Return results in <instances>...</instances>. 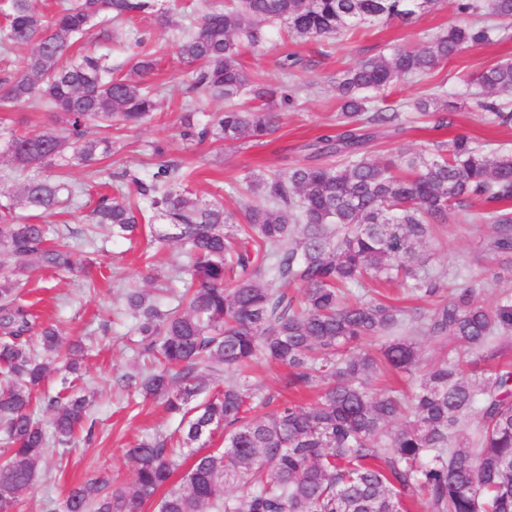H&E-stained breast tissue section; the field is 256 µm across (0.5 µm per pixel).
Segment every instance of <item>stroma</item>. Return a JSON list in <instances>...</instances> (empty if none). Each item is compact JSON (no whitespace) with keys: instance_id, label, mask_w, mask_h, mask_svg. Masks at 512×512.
Instances as JSON below:
<instances>
[{"instance_id":"35a3bbf8","label":"stroma","mask_w":512,"mask_h":512,"mask_svg":"<svg viewBox=\"0 0 512 512\" xmlns=\"http://www.w3.org/2000/svg\"><path fill=\"white\" fill-rule=\"evenodd\" d=\"M483 22V17L477 15L458 14L453 0H440L438 6L410 22L394 20L365 25L355 33L330 39L294 40L288 37L285 25L270 27L265 41L247 49L242 61L249 74L276 84L281 80L278 60L285 54H296L299 63L289 81L298 91L288 110L281 112L278 131L257 141L188 145L177 136L184 104L178 81L186 67L178 57L174 31L156 27L153 18L142 19V26L155 31L149 50L157 66L148 81L162 86L164 92L154 118L141 126L115 132L111 158L98 161L96 167L113 174L127 169L145 170L153 143L165 141L169 144L170 159L192 170L190 188L201 202L220 199L227 211L238 212L253 198L252 193L239 190L245 174L287 171L290 165L306 161L307 143L335 130L340 110L336 83L345 70L366 57L390 54L398 46L419 49L430 36L450 26H479ZM87 53L108 55L119 74H128L130 70V52L120 25H111L106 33H94L80 42L68 60L77 62ZM510 59L512 32L493 44L462 51L430 74L400 80L391 93L392 100L398 102L418 98L434 86H444L453 104V124L437 130L429 118L405 123L398 131L378 136L371 146L372 158L386 160L403 153L427 151L434 142H448L460 134L512 150V126L490 124L488 113L479 104L481 88L471 80L485 67ZM53 126L52 114L26 104L8 112L0 111V135L14 131L38 133ZM493 235V226L479 216L461 223L448 220L431 242L428 263L447 271L449 278L484 285L486 302L495 303L501 292H512V275L503 273L496 282L489 279L492 272L501 271L506 263L504 257L489 248ZM101 237L96 264L90 271L94 290H85L82 278L62 277L47 270L21 277L23 299L32 303L40 320L56 322L66 340L90 343L82 372L96 400L92 408V439L80 442L77 450L66 456L60 455L58 448H50L48 477L39 478L34 490L21 497L13 512H52L71 486L99 472L110 474L114 486H129L133 466L125 455L126 448L142 435L166 434L178 424L162 403L129 395L121 386V377L134 372L137 364L126 338L132 320L116 296V286L121 282L142 284L152 271L161 280L181 285L186 261L184 248L175 243L150 244L143 238L132 243L116 241L106 229Z\"/></svg>"}]
</instances>
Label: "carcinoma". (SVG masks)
I'll return each instance as SVG.
<instances>
[{
  "label": "carcinoma",
  "mask_w": 512,
  "mask_h": 512,
  "mask_svg": "<svg viewBox=\"0 0 512 512\" xmlns=\"http://www.w3.org/2000/svg\"><path fill=\"white\" fill-rule=\"evenodd\" d=\"M436 0H225L178 29L180 58L190 67L188 99H224V111L200 124L192 108L181 116L179 136L189 144L253 141L270 135L279 114L270 102L293 100L287 80L274 85L251 78L241 62L244 47L264 40L262 23L287 25L296 39L333 38L380 21L407 22ZM461 15L486 14L512 23V0H454ZM170 12L156 0H75L47 17L33 0H0V42L30 46L15 73L0 78V108L19 104L52 113L59 131L12 133L1 156L23 175L18 197L0 204V255L12 271H84L74 246L54 236L47 222L32 223L22 208L45 217L75 206L84 188L46 167L69 164L67 149L87 165L112 156V126H140L153 118L160 90L145 83L156 66L147 51L153 30L134 19ZM129 23L133 76L112 75L93 53L67 62L73 44L101 19ZM502 27L454 25L418 50L398 47L347 70L336 82L342 101L336 134L306 145L315 163L283 174L246 176L260 200L241 218L216 201L204 207L189 189V174L167 159L168 143L152 146L156 162L142 176L126 171L136 198L104 193L88 215L80 245L99 251L97 229L133 240L145 210L165 221L170 238L187 247L189 282L161 304L156 285L121 286L133 319L135 359L147 373L126 376L144 398L164 401L180 417L179 436L146 435L127 455L134 465L128 488L96 475L74 486L59 512H512V363L502 362L500 341L512 332V293L493 307L478 284H449L425 264L418 246L435 237L448 216L467 217L471 204L493 225L490 248L512 253V151L466 135L438 142L430 154L382 162L368 156L381 129L395 128L407 109L452 124L434 100L418 98L399 108L386 92L402 77L430 73L464 49L490 43ZM487 99L481 107L512 122L496 97L512 93V62L477 77ZM247 92L257 105L236 103ZM399 284L431 303L428 312L405 311L381 294L353 295L351 288ZM18 279L0 274V446L10 452L0 466V512H12L33 489L46 448L91 437V392L67 389L45 395L51 430L34 401L59 364L79 373L84 346L65 344L57 325L38 321L21 302ZM442 344L412 403L396 389L372 392L379 365L413 375L422 364L416 336ZM378 341L379 349L362 346ZM263 359L288 367L286 385L318 390L314 403L289 399L269 413L270 398L256 386L229 383L191 407L210 377L241 375ZM224 430V448L194 445ZM192 461L176 488L178 450ZM241 489L230 494L226 486Z\"/></svg>",
  "instance_id": "cac0c4a2"
}]
</instances>
